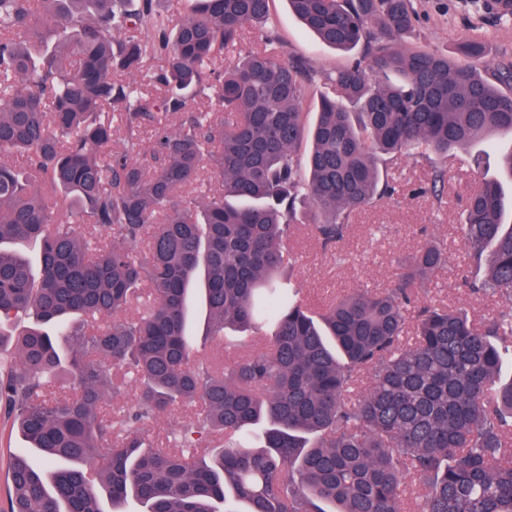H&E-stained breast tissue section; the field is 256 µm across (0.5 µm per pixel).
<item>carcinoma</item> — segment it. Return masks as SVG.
<instances>
[{
	"mask_svg": "<svg viewBox=\"0 0 512 512\" xmlns=\"http://www.w3.org/2000/svg\"><path fill=\"white\" fill-rule=\"evenodd\" d=\"M288 4L324 45L366 49L325 74L312 121L309 68L275 37L210 67L268 23L269 0H195L175 26L153 0H0V324L53 328L0 348V415L59 464L13 455L9 512H105V497L112 512H408L409 480L419 512H512V224L497 180L461 224L468 267H485L471 287L511 304L492 322L421 305L408 331L416 287L448 263L436 241L391 288L320 311L278 281L298 213L331 245L393 193L378 157L512 140V63L485 61L476 39L454 57L407 45L408 0ZM152 60L156 105L115 78ZM201 95L211 110L187 111ZM116 122L151 128L150 165L134 142L101 162ZM206 159L222 191L189 198ZM14 240L40 243L38 277ZM194 295L207 335L248 331L264 349L229 366L198 356ZM184 407L161 445L140 437Z\"/></svg>",
	"mask_w": 512,
	"mask_h": 512,
	"instance_id": "carcinoma-1",
	"label": "carcinoma"
}]
</instances>
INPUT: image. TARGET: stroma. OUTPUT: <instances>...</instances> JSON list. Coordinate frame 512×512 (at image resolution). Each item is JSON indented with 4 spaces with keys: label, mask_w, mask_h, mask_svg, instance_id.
<instances>
[{
    "label": "stroma",
    "mask_w": 512,
    "mask_h": 512,
    "mask_svg": "<svg viewBox=\"0 0 512 512\" xmlns=\"http://www.w3.org/2000/svg\"><path fill=\"white\" fill-rule=\"evenodd\" d=\"M411 5L416 21L406 37L408 43L450 54L463 40L480 39L485 43L486 61L512 62V26L500 22L502 0H411ZM269 9L270 29L247 34L239 52L254 49L265 33H272L289 57L307 62L312 83L303 109L315 111L324 74L351 63L355 55L323 45L292 13L287 0H270ZM504 146L502 138L493 136L449 153L448 185L439 197L429 189L435 159L417 155L392 159L387 169L397 194L357 212L335 247L324 248L310 226L298 225L285 249L293 259L292 284L299 298L320 309L355 289L389 288L397 277L399 261L414 254L424 241L434 240L447 247L448 263L420 292L421 302L465 310L482 323L498 317L506 302L473 292L464 283L466 255L459 225L468 194L484 179L500 175L499 152ZM194 318L192 333L198 338L200 356L229 365L256 352L248 338L232 348L206 340L204 312L196 311ZM21 449L34 467L46 468L44 456L28 449L18 430L0 420V506L6 503L9 456Z\"/></svg>",
    "instance_id": "obj_1"
}]
</instances>
